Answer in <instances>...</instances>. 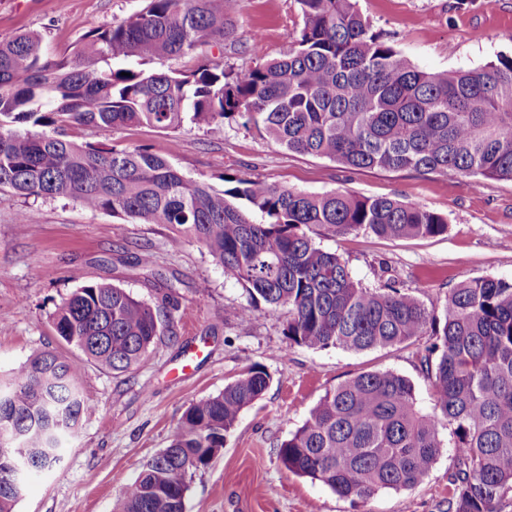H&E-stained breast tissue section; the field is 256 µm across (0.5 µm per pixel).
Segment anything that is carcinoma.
I'll return each mask as SVG.
<instances>
[{"mask_svg": "<svg viewBox=\"0 0 512 512\" xmlns=\"http://www.w3.org/2000/svg\"><path fill=\"white\" fill-rule=\"evenodd\" d=\"M239 0H146L110 26L87 32L77 62L54 59L41 39L0 42V188L20 197H64L136 224L173 228L171 249L194 241L259 306L287 315L288 347L364 351L428 337L424 373L431 407L414 384L371 371L326 391L303 425L279 445L298 476L356 506L383 489H411L444 444L454 451L447 512H504L512 506V279L479 277L445 296L438 320L392 284L364 287L339 255L309 232L380 238L437 237L448 221L419 203L307 193L258 177L222 176L224 189L184 174L171 154L79 143L67 129L241 123L297 154L351 170H413L512 180V56L474 69L430 73L371 30L356 0H297L303 27L277 57L252 43V64L205 61L186 71L145 74L108 61L195 57L233 37ZM177 304L151 305L126 289L81 286L58 307L53 329L76 348H46L11 374L0 407V512L21 497L6 486L14 459L59 464L62 440L78 428L88 396L86 363L116 373L139 365L174 335ZM269 373L248 366L224 390L191 403L169 445L122 490L116 512H186L188 479L224 448L239 414L261 398ZM25 429L23 445L9 432ZM448 431V440L442 432Z\"/></svg>", "mask_w": 512, "mask_h": 512, "instance_id": "1", "label": "carcinoma"}]
</instances>
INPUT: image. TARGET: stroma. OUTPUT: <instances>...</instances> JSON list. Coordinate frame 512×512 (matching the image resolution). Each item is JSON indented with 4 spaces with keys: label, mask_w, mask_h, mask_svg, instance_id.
Instances as JSON below:
<instances>
[{
    "label": "stroma",
    "mask_w": 512,
    "mask_h": 512,
    "mask_svg": "<svg viewBox=\"0 0 512 512\" xmlns=\"http://www.w3.org/2000/svg\"><path fill=\"white\" fill-rule=\"evenodd\" d=\"M142 6V0H0V41L34 33L50 56L69 60L89 30ZM357 8L373 31L428 72L473 68L512 54V0H357ZM302 26L297 0H239L234 42L205 55L241 68L251 61L253 37H261L273 57ZM71 134L118 150L173 152L183 173L215 185L229 172L309 193L340 189L420 203L447 218L445 235L336 237L318 228L314 238L339 254L364 286L378 289L396 279L431 309L442 308L451 288L473 278H512V180L475 184L453 173L350 170L286 151L235 124L176 133L145 124L78 126ZM26 208L37 211L38 221L21 228L16 217ZM171 234L168 225L134 224L70 198L24 199L0 189V374L57 345L51 318L76 288L111 283L153 304L161 297L154 273L179 277L175 335L158 340L128 372L85 367L89 409L60 464L31 481L16 512H113L123 487L168 445L189 404L219 393L254 363L265 367L271 384L240 413L222 452L190 481L186 512H446L454 471L448 447L420 485L380 491L357 508L322 483L287 471L278 458L281 441L320 397L360 373L406 376L420 405L429 407L430 383L420 363L427 338L363 352L289 347L283 314L241 320L237 310L248 304L243 288L200 244L171 250Z\"/></svg>",
    "instance_id": "obj_1"
}]
</instances>
